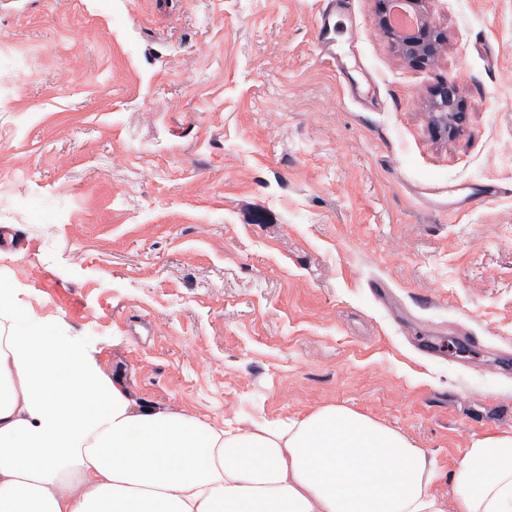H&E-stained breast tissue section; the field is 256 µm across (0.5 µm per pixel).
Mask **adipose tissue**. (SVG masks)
I'll return each instance as SVG.
<instances>
[{"label":"adipose tissue","instance_id":"ef3b65f1","mask_svg":"<svg viewBox=\"0 0 512 512\" xmlns=\"http://www.w3.org/2000/svg\"><path fill=\"white\" fill-rule=\"evenodd\" d=\"M0 284V512H512V434L472 439L451 504L403 433L342 405L275 428L135 405Z\"/></svg>","mask_w":512,"mask_h":512}]
</instances>
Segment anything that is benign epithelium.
Returning a JSON list of instances; mask_svg holds the SVG:
<instances>
[{
	"mask_svg": "<svg viewBox=\"0 0 512 512\" xmlns=\"http://www.w3.org/2000/svg\"><path fill=\"white\" fill-rule=\"evenodd\" d=\"M379 25L393 38L411 63L428 66L442 52L446 37L430 21L423 10L424 0H377ZM427 112L433 132L455 140L463 131L468 105L456 81L446 79L430 92Z\"/></svg>",
	"mask_w": 512,
	"mask_h": 512,
	"instance_id": "obj_1",
	"label": "benign epithelium"
}]
</instances>
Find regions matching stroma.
<instances>
[{
    "instance_id": "stroma-1",
    "label": "stroma",
    "mask_w": 512,
    "mask_h": 512,
    "mask_svg": "<svg viewBox=\"0 0 512 512\" xmlns=\"http://www.w3.org/2000/svg\"><path fill=\"white\" fill-rule=\"evenodd\" d=\"M322 5L0 0V283L135 404L250 431L343 405L448 501L470 440L512 433V0H426V67L376 0L324 54ZM490 181L465 211L429 194ZM377 2L379 25L395 40L404 57L419 66L433 64L446 44V37L427 20L422 10L424 0H377ZM397 2L404 5L406 12L416 20L410 32H402L393 24ZM433 132L454 141L463 131L468 105L459 85L451 79L442 80L433 87L427 102Z\"/></svg>"
}]
</instances>
